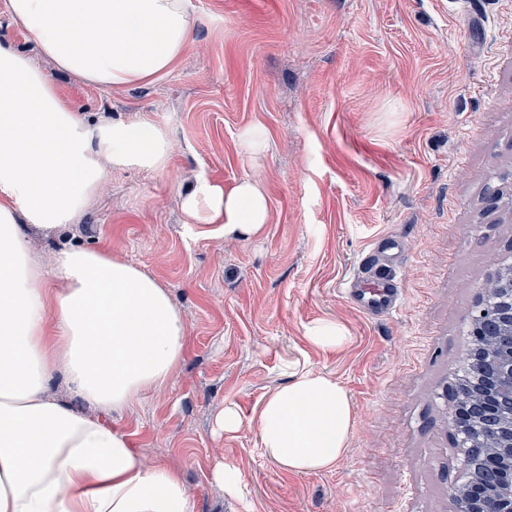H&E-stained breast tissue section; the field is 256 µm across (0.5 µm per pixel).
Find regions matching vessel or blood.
<instances>
[{
  "instance_id": "vessel-or-blood-1",
  "label": "vessel or blood",
  "mask_w": 512,
  "mask_h": 512,
  "mask_svg": "<svg viewBox=\"0 0 512 512\" xmlns=\"http://www.w3.org/2000/svg\"><path fill=\"white\" fill-rule=\"evenodd\" d=\"M344 291L368 315H389L400 307L404 290L394 269L380 265L378 252H370L345 282Z\"/></svg>"
}]
</instances>
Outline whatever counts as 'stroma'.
I'll use <instances>...</instances> for the list:
<instances>
[{
  "label": "stroma",
  "mask_w": 512,
  "mask_h": 512,
  "mask_svg": "<svg viewBox=\"0 0 512 512\" xmlns=\"http://www.w3.org/2000/svg\"><path fill=\"white\" fill-rule=\"evenodd\" d=\"M191 42L150 85L102 91L57 70L0 10V41L44 68L91 122L145 116L174 146L166 174L110 171L75 225L35 235L62 247L108 244L167 289L187 321L184 359L108 422L147 462L181 470L193 512H450L465 479L446 414L471 317L492 275L512 264V0H192ZM261 125L251 159L241 134ZM257 175L264 232L225 237L186 224L197 178ZM393 248L405 295L369 316L342 282L378 241ZM334 320L338 349L306 329ZM349 392L354 424L334 470L295 474L252 426L292 374ZM231 407L237 431L216 417ZM241 470L225 494L217 464Z\"/></svg>",
  "instance_id": "35a3bbf8"
}]
</instances>
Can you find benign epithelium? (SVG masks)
Masks as SVG:
<instances>
[{"instance_id": "obj_1", "label": "benign epithelium", "mask_w": 512, "mask_h": 512, "mask_svg": "<svg viewBox=\"0 0 512 512\" xmlns=\"http://www.w3.org/2000/svg\"><path fill=\"white\" fill-rule=\"evenodd\" d=\"M492 283L498 285V295L485 287L471 335L493 337V351L485 355L476 342L466 351L470 365L480 371L478 391L469 402L456 395L445 399L452 425L475 421L491 443L485 466L469 479L467 512H512V265Z\"/></svg>"}]
</instances>
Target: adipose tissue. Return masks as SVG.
<instances>
[{"label":"adipose tissue","mask_w":512,"mask_h":512,"mask_svg":"<svg viewBox=\"0 0 512 512\" xmlns=\"http://www.w3.org/2000/svg\"><path fill=\"white\" fill-rule=\"evenodd\" d=\"M40 53L101 90L169 74L190 43V0H0ZM173 143L149 119L91 123L23 52L0 44V512H193L178 469L146 462L107 424L183 360L187 325L161 283L108 248L70 246L51 267L29 234L74 223L101 193L107 166L164 173ZM186 223L259 236L270 204L259 177L199 180ZM63 377L83 409L50 398ZM354 423L347 390L301 373L253 418L284 470L322 473Z\"/></svg>","instance_id":"1"}]
</instances>
